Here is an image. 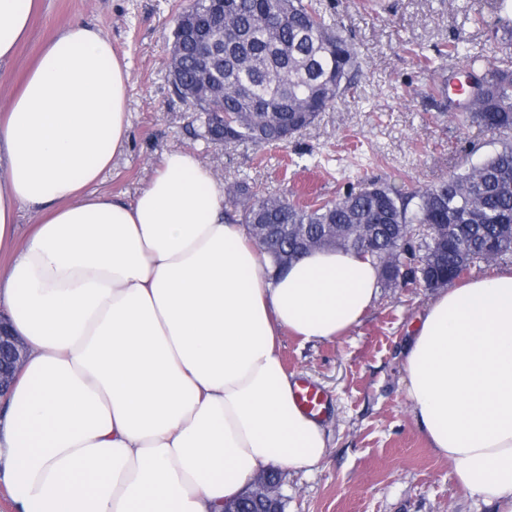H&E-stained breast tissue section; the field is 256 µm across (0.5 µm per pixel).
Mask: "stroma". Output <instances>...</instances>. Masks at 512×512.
<instances>
[{
	"mask_svg": "<svg viewBox=\"0 0 512 512\" xmlns=\"http://www.w3.org/2000/svg\"><path fill=\"white\" fill-rule=\"evenodd\" d=\"M27 41L0 69L7 108L43 44L70 17L106 31L128 65L131 140L95 189L132 200L165 153H195L223 186L248 181L266 194L333 199L379 180L400 189L436 184L500 147L498 135L448 108L442 89L472 60L493 56L503 35L499 0H315L355 44L356 93L321 112L280 145H216L199 115L174 95L167 53L174 20L189 0H39ZM455 42L460 55L442 58ZM432 67H424L423 58ZM433 289L404 281L380 287L375 306L347 335L303 341L283 335L280 355L292 378L324 394L328 444L312 470L282 469L286 512H493L457 487L449 462L426 445L404 390L402 350Z\"/></svg>",
	"mask_w": 512,
	"mask_h": 512,
	"instance_id": "obj_1",
	"label": "stroma"
}]
</instances>
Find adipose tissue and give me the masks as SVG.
I'll return each instance as SVG.
<instances>
[{
	"mask_svg": "<svg viewBox=\"0 0 512 512\" xmlns=\"http://www.w3.org/2000/svg\"><path fill=\"white\" fill-rule=\"evenodd\" d=\"M34 5L0 0V67ZM129 82L111 37L74 16L0 113V307L27 347L0 411L16 512H222L270 468H313L325 432L277 339L343 336L378 295V266L351 251L277 272L192 152L164 155L133 201L94 192L130 137ZM402 354L428 447L512 512V269L441 289Z\"/></svg>",
	"mask_w": 512,
	"mask_h": 512,
	"instance_id": "1",
	"label": "adipose tissue"
}]
</instances>
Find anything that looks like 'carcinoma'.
Listing matches in <instances>:
<instances>
[{"label":"carcinoma","instance_id":"obj_1","mask_svg":"<svg viewBox=\"0 0 512 512\" xmlns=\"http://www.w3.org/2000/svg\"><path fill=\"white\" fill-rule=\"evenodd\" d=\"M213 0H196L206 27L187 41L180 84L194 87L206 71L211 107L196 106L205 136L216 140L211 110L224 113L236 142L258 146L278 128H306L325 109L356 92L358 52L313 0H224L216 18ZM508 38L481 65H470L467 81H479L461 111L501 137V146L478 165L437 184L402 192L370 182L334 199L302 202L283 197L279 209L245 181L228 192L225 208L241 213L252 240L257 225L278 224L280 246L268 253L282 267L298 258L304 244L325 239L358 251L363 225H371L376 250L369 254L381 280L393 285L390 253L408 257L406 276L425 288H442L482 261L512 256V18ZM430 225L424 237L412 228Z\"/></svg>","mask_w":512,"mask_h":512}]
</instances>
